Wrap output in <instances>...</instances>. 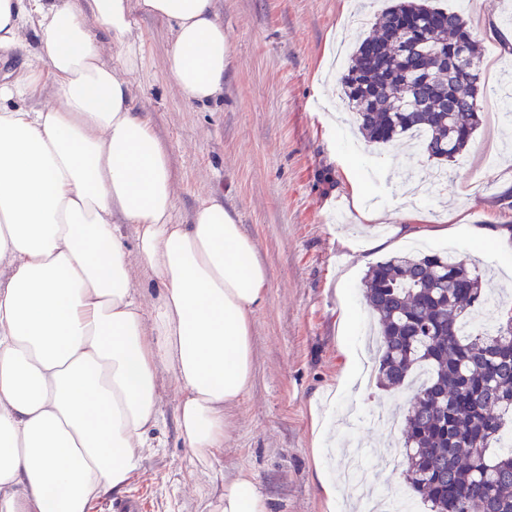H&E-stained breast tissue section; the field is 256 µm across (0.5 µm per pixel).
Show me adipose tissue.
Here are the masks:
<instances>
[{"mask_svg":"<svg viewBox=\"0 0 512 512\" xmlns=\"http://www.w3.org/2000/svg\"><path fill=\"white\" fill-rule=\"evenodd\" d=\"M140 15L171 23L186 100L218 99L212 0H0V54L34 51L0 84V512H92L124 492L159 424V369L193 462L223 452L225 411L252 384L268 272L220 200L171 221L168 153L130 80ZM138 274L159 290L148 314ZM221 488L212 512H270L250 475Z\"/></svg>","mask_w":512,"mask_h":512,"instance_id":"ef3b65f1","label":"adipose tissue"}]
</instances>
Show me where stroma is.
I'll return each instance as SVG.
<instances>
[{
  "instance_id": "35a3bbf8",
  "label": "stroma",
  "mask_w": 512,
  "mask_h": 512,
  "mask_svg": "<svg viewBox=\"0 0 512 512\" xmlns=\"http://www.w3.org/2000/svg\"><path fill=\"white\" fill-rule=\"evenodd\" d=\"M388 0H213L224 25V95L189 103L168 67V21L141 16V61L132 75L174 175L173 221L191 223L207 197L221 200L257 245L268 271L267 300L253 315L254 380L228 414L231 430L214 466L189 465L175 421L176 390L161 372L162 418L140 470L126 488L145 512H208L217 476L251 474L271 512H326L316 482L312 418L334 432L342 474L359 450L374 504L402 496L410 512L427 506L405 484L396 457L409 406L405 390L376 382L344 385L347 352L374 366L376 326L363 301L368 268L409 251H456L478 266L489 295L512 300V261L494 228L512 224V118L497 119L492 98L468 149L432 193L405 182L422 157L405 144H367L352 124L340 76L356 42ZM468 21L483 59L481 80L507 78L500 60L512 35V0H441ZM386 214L367 223L353 191ZM465 201L463 219L452 208ZM411 224L403 236L398 227Z\"/></svg>"
}]
</instances>
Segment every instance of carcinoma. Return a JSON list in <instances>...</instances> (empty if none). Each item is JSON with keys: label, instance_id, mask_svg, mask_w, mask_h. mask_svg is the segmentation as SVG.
<instances>
[{"label": "carcinoma", "instance_id": "obj_1", "mask_svg": "<svg viewBox=\"0 0 512 512\" xmlns=\"http://www.w3.org/2000/svg\"><path fill=\"white\" fill-rule=\"evenodd\" d=\"M464 46L472 68L434 70L432 54ZM349 110L369 143L422 130L419 149L455 162L482 122L480 49L463 15L432 0H392L351 55L341 78ZM364 296L378 317L377 383L403 386L418 369L400 451L406 483L430 512H512V450L491 454L512 416V302L497 304V326L462 324L488 300L483 277L461 259L397 254L371 266Z\"/></svg>", "mask_w": 512, "mask_h": 512}]
</instances>
